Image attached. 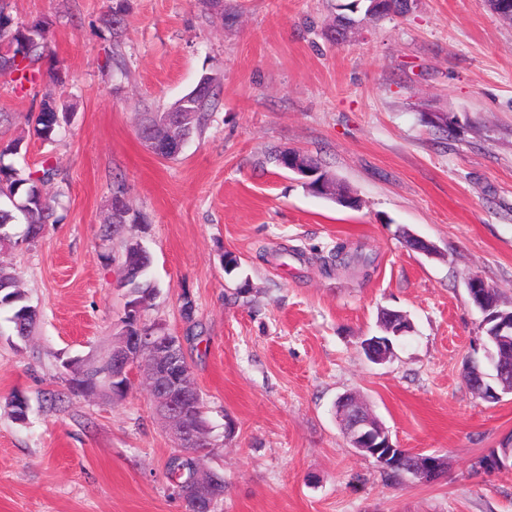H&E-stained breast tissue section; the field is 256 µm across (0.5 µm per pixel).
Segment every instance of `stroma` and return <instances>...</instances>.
Instances as JSON below:
<instances>
[{
  "label": "stroma",
  "mask_w": 512,
  "mask_h": 512,
  "mask_svg": "<svg viewBox=\"0 0 512 512\" xmlns=\"http://www.w3.org/2000/svg\"><path fill=\"white\" fill-rule=\"evenodd\" d=\"M344 2L128 0L121 75L101 22L115 0H6L14 20L46 22L48 48L35 84L0 78V144L21 139L20 168L50 160L65 197L60 223L30 243L14 226L0 250L39 311L27 339L0 336V512H182L165 474L175 444L147 391L84 396L64 367L112 349L128 237L153 258L147 319L185 338L215 443L204 467L224 475L216 512H512V466L477 465L512 448V393L489 404L465 379L485 359L468 277L512 307V21L488 0H414L402 16L353 13L335 41ZM205 76L207 126L177 158L152 153L144 113ZM48 91L73 112L53 143L27 123ZM289 150L317 157L357 206L272 161ZM118 180L141 221L107 239ZM407 230L435 254L409 250ZM339 244L370 266L325 271ZM384 308L411 329L378 365L360 342ZM347 392L394 445L445 457L444 475L387 480L336 421Z\"/></svg>",
  "instance_id": "obj_1"
}]
</instances>
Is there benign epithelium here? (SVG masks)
<instances>
[{"label": "benign epithelium", "mask_w": 512, "mask_h": 512, "mask_svg": "<svg viewBox=\"0 0 512 512\" xmlns=\"http://www.w3.org/2000/svg\"><path fill=\"white\" fill-rule=\"evenodd\" d=\"M406 5L412 0H372L370 14L377 16L392 15L399 12L397 2ZM145 143L153 151L181 152L186 140L170 138L161 145L147 138ZM283 167L307 178L314 176L302 153L290 151L283 155ZM477 301L487 313L485 321L496 320V330L512 336V313L495 311L496 302L488 300L490 286L480 277L468 280ZM144 304L136 301L125 305L124 320L127 328L119 335V343L112 346V352L101 363L98 377L100 380L81 382L80 378H70L71 388L89 395L101 385L127 394L137 374H142L143 382L148 385L157 414L168 423L172 437L181 450L195 448L205 440L211 427H202L196 419L202 414L199 404L202 401L200 391L192 379V371L186 364L183 342L180 337L167 331L160 323L148 324L143 318ZM384 335L373 336L362 342L366 357L374 363H383L393 354L391 337L401 336L409 331V322L400 311L385 310ZM336 417L344 428L351 446L374 449L373 459L384 471L400 467L404 473L419 479L437 467L442 457L431 454L420 458L416 465H399L390 460L392 453L380 455V449H396L385 425L369 410L356 394H344L336 400ZM176 495L181 499L184 512H214L218 500L224 496V476L208 472L206 479L195 477L187 483L176 486Z\"/></svg>", "instance_id": "1"}]
</instances>
